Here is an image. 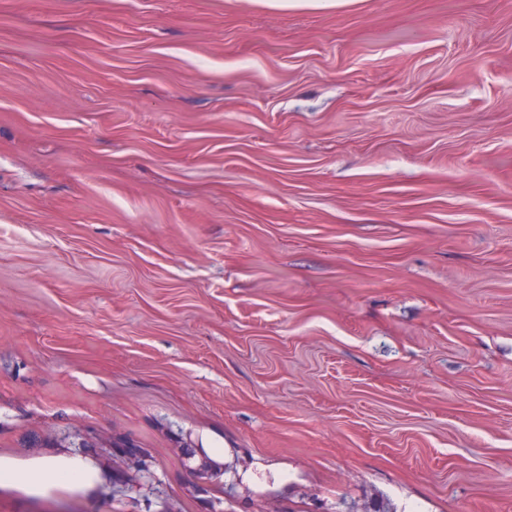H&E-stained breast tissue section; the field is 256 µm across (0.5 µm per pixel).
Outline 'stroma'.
I'll return each instance as SVG.
<instances>
[{"label":"stroma","mask_w":512,"mask_h":512,"mask_svg":"<svg viewBox=\"0 0 512 512\" xmlns=\"http://www.w3.org/2000/svg\"><path fill=\"white\" fill-rule=\"evenodd\" d=\"M77 451L0 512H512V0H0V457ZM101 482V475L91 461L79 456L39 458L26 467L0 458V488L27 495H46L64 489L92 491Z\"/></svg>","instance_id":"obj_1"}]
</instances>
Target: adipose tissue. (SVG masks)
I'll return each instance as SVG.
<instances>
[{
	"mask_svg": "<svg viewBox=\"0 0 512 512\" xmlns=\"http://www.w3.org/2000/svg\"><path fill=\"white\" fill-rule=\"evenodd\" d=\"M102 481L91 461L79 456H50L27 466L0 458V488L28 495H46L58 490H94Z\"/></svg>",
	"mask_w": 512,
	"mask_h": 512,
	"instance_id": "1",
	"label": "adipose tissue"
}]
</instances>
